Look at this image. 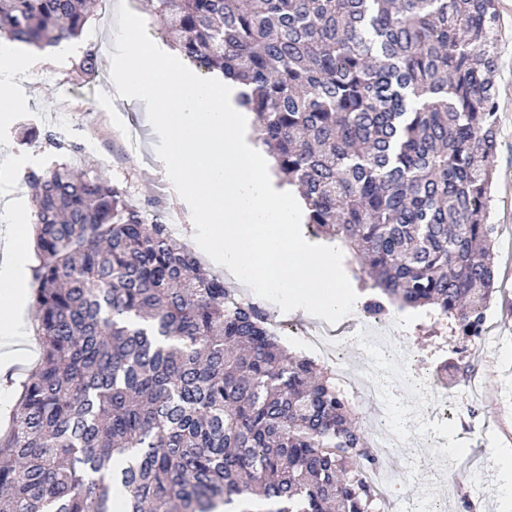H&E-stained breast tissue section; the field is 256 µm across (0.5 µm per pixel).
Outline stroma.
Instances as JSON below:
<instances>
[{"label": "stroma", "mask_w": 512, "mask_h": 512, "mask_svg": "<svg viewBox=\"0 0 512 512\" xmlns=\"http://www.w3.org/2000/svg\"><path fill=\"white\" fill-rule=\"evenodd\" d=\"M114 3L98 0L82 35L68 42L65 54H57L52 48L42 52L37 78L19 86L22 106L9 124L0 125V165H9L11 177L9 187L0 188V243L14 225L31 221V192L24 182L25 172L48 168L54 161L40 143L20 144L19 127L26 123L38 129H53L64 113L74 125L75 137H83L90 129L97 133V145L87 149L83 168L95 169L123 188L143 209L160 215L177 214L181 219L180 235L188 233V211L155 153L159 138L143 119L145 101L117 98L110 79V57L105 53L100 56L98 78L83 84L68 78L71 59L89 45L113 41L118 30ZM498 12V146L490 160L493 183L489 207V221L497 227L493 262L498 290L487 319L494 327V338L504 343L505 349L497 357L487 348L477 349L475 364L481 389L469 407L451 402L433 414L424 403L394 402L391 423L402 438L394 455L405 472L397 487L394 512H426L422 488L430 482L439 483L446 493L438 512H468L476 504L484 512H496V493L477 497L467 483L441 477L436 469L428 467V460L434 459L437 450L424 438V426H432L447 439L449 447L466 449L470 467H483L488 476H495L497 460L512 459V391L504 389L500 377L512 361V0H498ZM114 120L135 134V147H124L112 134L109 124ZM388 318L400 333L408 361L423 362L429 372L436 363L457 362L454 349L441 347L442 341H454V333L442 327L430 335L418 333V325L426 321L424 313L394 310Z\"/></svg>", "instance_id": "stroma-1"}]
</instances>
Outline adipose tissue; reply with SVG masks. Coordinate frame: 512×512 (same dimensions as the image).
<instances>
[{
	"label": "adipose tissue",
	"instance_id": "adipose-tissue-1",
	"mask_svg": "<svg viewBox=\"0 0 512 512\" xmlns=\"http://www.w3.org/2000/svg\"><path fill=\"white\" fill-rule=\"evenodd\" d=\"M35 52L0 41V124L8 123L20 105L13 78L19 73H32ZM30 227L17 225L6 249V260L0 264V330L7 332L19 326L29 302L28 281L34 262L29 246Z\"/></svg>",
	"mask_w": 512,
	"mask_h": 512
}]
</instances>
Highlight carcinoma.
<instances>
[{
	"label": "carcinoma",
	"mask_w": 512,
	"mask_h": 512,
	"mask_svg": "<svg viewBox=\"0 0 512 512\" xmlns=\"http://www.w3.org/2000/svg\"><path fill=\"white\" fill-rule=\"evenodd\" d=\"M161 33L239 83L306 226L358 266L364 310L478 337L496 289L498 0H151ZM88 0H0V38L78 37ZM91 45L71 62L86 82ZM40 358L0 432V512H380L336 374L125 191L33 128Z\"/></svg>",
	"instance_id": "obj_1"
}]
</instances>
